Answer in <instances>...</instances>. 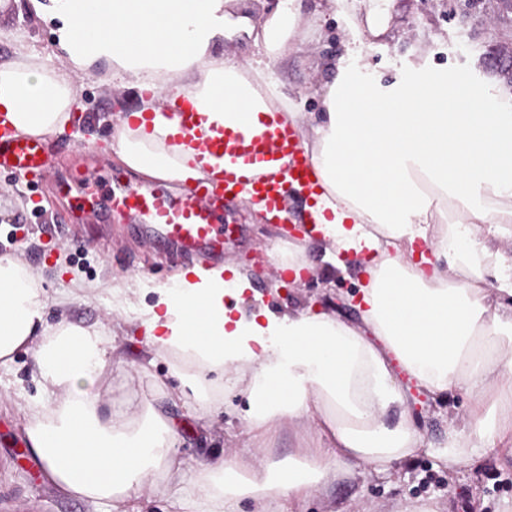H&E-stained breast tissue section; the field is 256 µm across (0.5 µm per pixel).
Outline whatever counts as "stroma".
I'll return each mask as SVG.
<instances>
[{"label":"stroma","instance_id":"1","mask_svg":"<svg viewBox=\"0 0 512 512\" xmlns=\"http://www.w3.org/2000/svg\"><path fill=\"white\" fill-rule=\"evenodd\" d=\"M390 13L387 36L370 39L365 57L384 83L405 79L412 65L424 64L467 72L481 89L493 80L512 91V0H392ZM350 28L349 16H337L321 43L272 63L283 92L306 112L309 122L321 120L312 91L329 76L325 62L342 56ZM53 42L51 26L36 21L28 0H9L0 10L1 58L32 48L49 56ZM82 94L85 110L74 112L70 127L48 142L51 169L26 178L0 170V255L22 252L27 265L39 273L49 324L64 317L108 335L111 297L78 290L79 282L138 273L165 282L185 264L174 247L133 232L124 219L106 224L67 221L68 201L56 186L73 171L109 173L132 184L142 181L106 149L110 117L118 107L136 105L135 91L116 95L109 85L88 79ZM224 221L236 232L225 241L222 259L249 274L252 290L245 295L246 303L259 298L275 313L306 306L355 321L348 297L366 276L352 256L335 263L324 260L322 249H314V270L295 286L282 285L263 252L283 237L281 225L252 223L248 208L240 203L225 213ZM113 356L117 364L104 383L108 407L116 414L141 413L143 403L152 398L153 384H160L165 390L162 403L179 426L171 454L186 475H193L199 463L243 454V396L226 391L223 412L203 427L180 399L181 383L171 376L168 360L150 358L141 336L116 337ZM149 358L154 364L146 379L136 368ZM39 381L31 351L22 349L10 371L0 375V512H105L104 506L61 493L29 462L22 405L25 398L39 396ZM471 398L462 386L436 399L413 394L410 416L424 439V451L405 459L395 476L371 472L337 482L327 492L295 503L294 512H408L415 506L436 512H500L504 501H512V458L493 450L450 470L430 452Z\"/></svg>","mask_w":512,"mask_h":512}]
</instances>
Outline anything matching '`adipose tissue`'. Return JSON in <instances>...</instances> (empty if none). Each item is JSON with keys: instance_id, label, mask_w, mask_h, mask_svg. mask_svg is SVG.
Segmentation results:
<instances>
[{"instance_id": "obj_1", "label": "adipose tissue", "mask_w": 512, "mask_h": 512, "mask_svg": "<svg viewBox=\"0 0 512 512\" xmlns=\"http://www.w3.org/2000/svg\"><path fill=\"white\" fill-rule=\"evenodd\" d=\"M54 25L56 67L31 49L0 61V112L16 134L50 139L66 130L82 87L74 74L135 88L109 147L132 171L183 186L210 180L224 164L179 139L170 107L184 99L209 121L257 123L279 113L310 157L322 192L308 208L326 250L370 254L356 297L358 322L310 309L282 314L242 298L249 278L230 264H195L165 283L140 275L84 284L133 312L154 355L168 357L196 413L219 409L223 380L246 395L245 433L255 448L281 422L327 435L285 462L252 454L203 464L186 478L169 450L177 429L147 404L141 421L105 411L101 380L107 337L59 320L19 254L0 255V369L31 348L41 394L25 405L30 450L61 492L138 512L146 493L176 512H291L297 501L370 469L386 472L421 451L409 415L411 392L474 393L462 422L432 453L448 469L486 446H512V111L477 91L469 74L417 66L389 85L362 63L367 45L346 46L343 64L314 90L323 119L307 126L273 77L274 59L320 39L319 13L300 20L289 0L260 21L238 0H30ZM247 32L266 54L241 64L212 52ZM451 216L439 220L442 206ZM153 292L156 300L139 305Z\"/></svg>"}]
</instances>
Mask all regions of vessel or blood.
Segmentation results:
<instances>
[{
    "instance_id": "obj_1",
    "label": "vessel or blood",
    "mask_w": 512,
    "mask_h": 512,
    "mask_svg": "<svg viewBox=\"0 0 512 512\" xmlns=\"http://www.w3.org/2000/svg\"><path fill=\"white\" fill-rule=\"evenodd\" d=\"M174 112L189 146L223 159L220 177L176 196L161 185L115 188L107 183L93 190L86 188V176L76 173L71 182L58 186L61 194L71 198L72 218L90 221L101 207H108L113 213L141 222L147 233L177 246L188 260L200 253L223 254L230 228L222 214L241 194H252L263 204L271 222L278 223L289 188L316 189L314 172L299 137L278 114H265L256 126L230 120L221 126H208L188 106H175ZM49 164L46 144L16 136L10 121L0 114V170L26 177L44 172Z\"/></svg>"
}]
</instances>
